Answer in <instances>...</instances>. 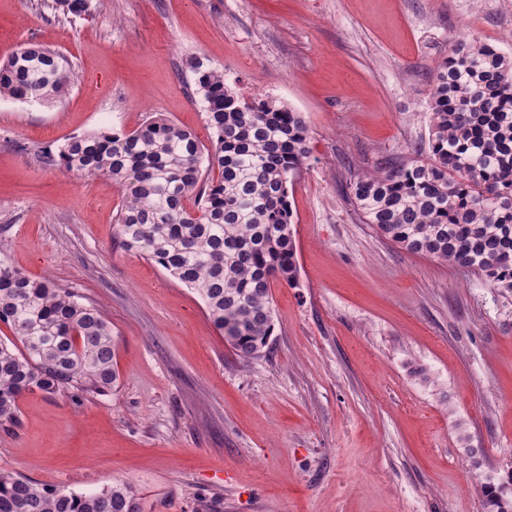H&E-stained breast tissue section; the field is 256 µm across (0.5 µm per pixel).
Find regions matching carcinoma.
<instances>
[{
    "label": "carcinoma",
    "mask_w": 512,
    "mask_h": 512,
    "mask_svg": "<svg viewBox=\"0 0 512 512\" xmlns=\"http://www.w3.org/2000/svg\"><path fill=\"white\" fill-rule=\"evenodd\" d=\"M92 0H52L64 16ZM195 94L213 131L164 117L132 132H87L42 151L76 178L102 177L121 191L114 237L158 263L204 301L215 328L240 357L269 345L276 282H297L288 184L308 158L301 113L249 99L224 73L194 63ZM71 66L29 44L0 65V96L45 103L63 97ZM428 149L385 159L351 184L367 224L410 254L451 263L512 297V57L478 40H452L428 93ZM218 171L209 181L204 174ZM194 199V209L186 207ZM0 425L17 420L20 398L107 390L118 381L112 326L68 288L35 280L0 257ZM485 512H512V470L481 485ZM0 512H140L132 487L94 493L34 483L0 471Z\"/></svg>",
    "instance_id": "obj_1"
}]
</instances>
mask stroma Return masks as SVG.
<instances>
[{"mask_svg": "<svg viewBox=\"0 0 512 512\" xmlns=\"http://www.w3.org/2000/svg\"><path fill=\"white\" fill-rule=\"evenodd\" d=\"M512 55V0H100L66 17L0 0V62L59 51L71 87L0 97V251L99 307L119 384L39 391L0 426V471L77 492L129 484L140 512H484L512 467V301L364 223L349 190L419 154L433 71L458 32ZM300 112L288 185L298 281L275 283L261 357L225 343L201 298L120 249L121 195L41 152L161 113L213 134L195 61Z\"/></svg>", "mask_w": 512, "mask_h": 512, "instance_id": "stroma-1", "label": "stroma"}]
</instances>
